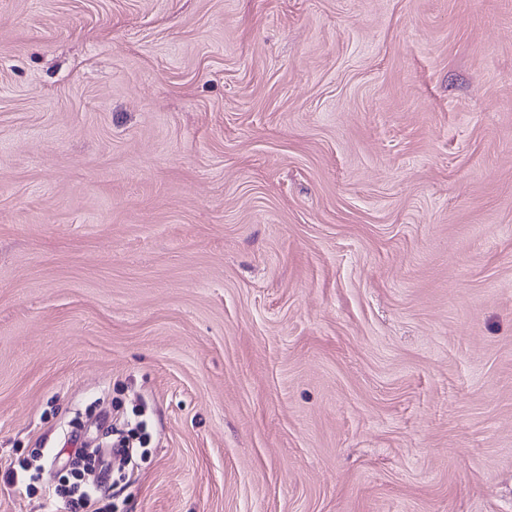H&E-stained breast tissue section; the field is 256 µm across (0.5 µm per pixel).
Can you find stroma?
Instances as JSON below:
<instances>
[{
	"instance_id": "35a3bbf8",
	"label": "stroma",
	"mask_w": 512,
	"mask_h": 512,
	"mask_svg": "<svg viewBox=\"0 0 512 512\" xmlns=\"http://www.w3.org/2000/svg\"><path fill=\"white\" fill-rule=\"evenodd\" d=\"M143 404L114 512H512V0H0V512ZM4 478L9 484L25 485L26 489L36 488L35 484L41 479V466L31 471L29 465L21 463L19 464V470L15 468L9 469L5 473Z\"/></svg>"
}]
</instances>
